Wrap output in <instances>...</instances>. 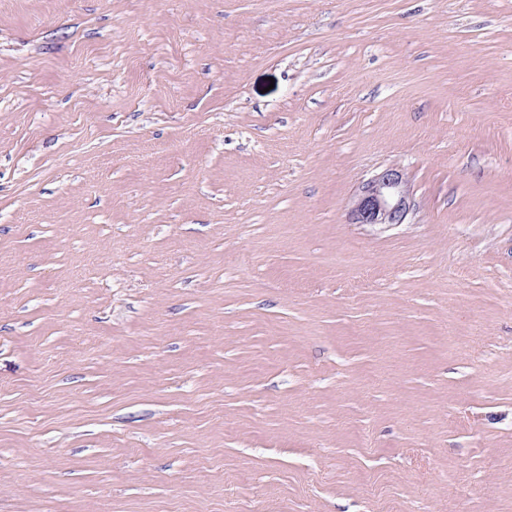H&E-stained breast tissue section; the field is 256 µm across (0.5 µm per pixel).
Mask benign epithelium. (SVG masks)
<instances>
[{
  "label": "benign epithelium",
  "instance_id": "7a95c632",
  "mask_svg": "<svg viewBox=\"0 0 512 512\" xmlns=\"http://www.w3.org/2000/svg\"><path fill=\"white\" fill-rule=\"evenodd\" d=\"M409 210L405 175L398 167L390 166L361 184L350 216L355 224H402Z\"/></svg>",
  "mask_w": 512,
  "mask_h": 512
}]
</instances>
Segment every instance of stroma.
I'll use <instances>...</instances> for the list:
<instances>
[{
	"instance_id": "obj_1",
	"label": "stroma",
	"mask_w": 512,
	"mask_h": 512,
	"mask_svg": "<svg viewBox=\"0 0 512 512\" xmlns=\"http://www.w3.org/2000/svg\"><path fill=\"white\" fill-rule=\"evenodd\" d=\"M0 512H512V0H0ZM409 199L403 171L390 166L361 184L350 216L355 224H402L410 210Z\"/></svg>"
}]
</instances>
